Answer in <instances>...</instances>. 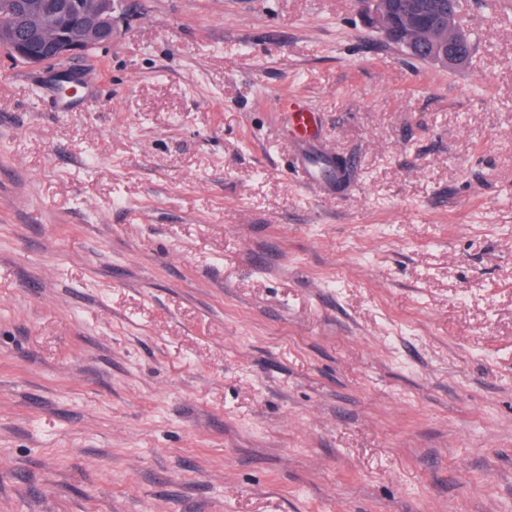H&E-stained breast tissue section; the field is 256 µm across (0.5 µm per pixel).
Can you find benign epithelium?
<instances>
[{
    "label": "benign epithelium",
    "instance_id": "7a95c632",
    "mask_svg": "<svg viewBox=\"0 0 512 512\" xmlns=\"http://www.w3.org/2000/svg\"><path fill=\"white\" fill-rule=\"evenodd\" d=\"M123 0H24L19 4L30 36L19 39L9 31H0V45L18 60L41 66L84 54L112 40L113 14ZM368 23L390 41L414 40L424 33L430 35L439 53V60L449 63L456 53L460 35L444 23L426 32L414 27L417 16L447 17L454 15L448 0H359ZM58 90L75 91L80 78L62 71L53 75Z\"/></svg>",
    "mask_w": 512,
    "mask_h": 512
}]
</instances>
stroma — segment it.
<instances>
[{
	"mask_svg": "<svg viewBox=\"0 0 512 512\" xmlns=\"http://www.w3.org/2000/svg\"><path fill=\"white\" fill-rule=\"evenodd\" d=\"M125 0L0 49V512H512V0ZM342 177L316 195L281 97ZM122 2L58 0L48 3L44 0H27L18 3L30 36L19 39L11 32L1 30L0 45L18 60L36 67L87 53L112 40L113 14ZM59 17L69 19L71 24L62 27ZM368 23L380 32L389 41H407L414 40L417 36L428 34L432 37L439 53V57L445 63H450L457 59L456 47L460 40V34H457L451 26L452 21L437 26L430 30H418L410 21L417 16H435L446 18L448 15L457 19L454 10L448 6L447 0H359L358 1ZM464 33V41L459 51L461 56L453 64L461 65L471 55L473 45L469 36Z\"/></svg>",
	"mask_w": 512,
	"mask_h": 512,
	"instance_id": "obj_1",
	"label": "stroma"
}]
</instances>
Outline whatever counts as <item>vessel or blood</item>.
<instances>
[{
	"label": "vessel or blood",
	"instance_id": "b4317fda",
	"mask_svg": "<svg viewBox=\"0 0 512 512\" xmlns=\"http://www.w3.org/2000/svg\"><path fill=\"white\" fill-rule=\"evenodd\" d=\"M282 109L288 114V142L296 157L302 181L315 189L326 188L332 183L335 171L328 160L322 159L321 149L314 145L317 131L314 112L293 98L286 100Z\"/></svg>",
	"mask_w": 512,
	"mask_h": 512
}]
</instances>
